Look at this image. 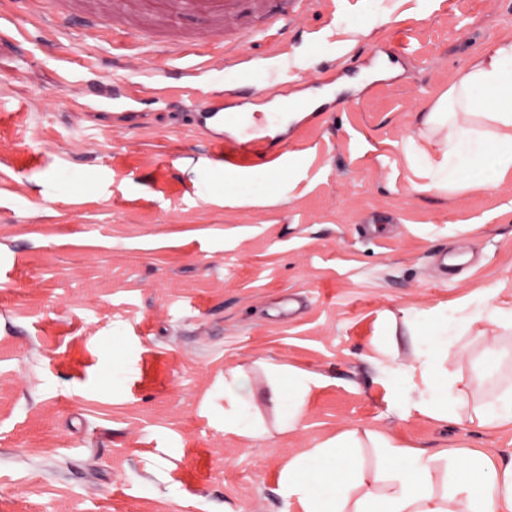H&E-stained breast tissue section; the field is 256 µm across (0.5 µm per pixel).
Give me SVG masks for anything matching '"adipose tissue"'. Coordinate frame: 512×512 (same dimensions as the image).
I'll return each mask as SVG.
<instances>
[{
    "label": "adipose tissue",
    "mask_w": 512,
    "mask_h": 512,
    "mask_svg": "<svg viewBox=\"0 0 512 512\" xmlns=\"http://www.w3.org/2000/svg\"><path fill=\"white\" fill-rule=\"evenodd\" d=\"M404 154L429 190L487 189L512 175V38H504L473 55L448 90L420 116ZM473 179L457 178L460 167ZM432 321L430 335L419 337L409 362L392 361L382 385L387 402L405 414L439 422L455 420L463 392L449 376L448 316L439 310H404L402 320L414 328L420 316ZM277 384L288 387L282 426L295 428L306 397L323 377L282 365H270ZM252 384L246 371L224 376V431L257 437L263 428L251 417ZM377 450L375 474H366L358 458L357 432H344L292 458L280 483L296 512H512V458L493 462L472 450L438 483L433 458L426 450L401 444L394 437L369 433Z\"/></svg>",
    "instance_id": "obj_1"
}]
</instances>
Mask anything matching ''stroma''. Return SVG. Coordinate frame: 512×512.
<instances>
[{
    "label": "stroma",
    "mask_w": 512,
    "mask_h": 512,
    "mask_svg": "<svg viewBox=\"0 0 512 512\" xmlns=\"http://www.w3.org/2000/svg\"><path fill=\"white\" fill-rule=\"evenodd\" d=\"M439 2L331 18L309 0L281 32L289 53L329 65L343 30L352 60L306 90L323 116L273 172L212 160L181 98L124 102L128 71L178 81L162 45L0 0V512H285L288 461L350 430L428 450L440 476L467 450L512 455V427L473 420L512 384V331L461 322L487 299L512 308V178L417 192L403 152L469 58L512 37V0ZM391 15L420 23L384 48ZM435 307L468 390L456 423L404 416L380 384L415 346L383 315ZM267 363L326 380L294 430ZM238 366L258 438L224 431Z\"/></svg>",
    "instance_id": "obj_1"
}]
</instances>
